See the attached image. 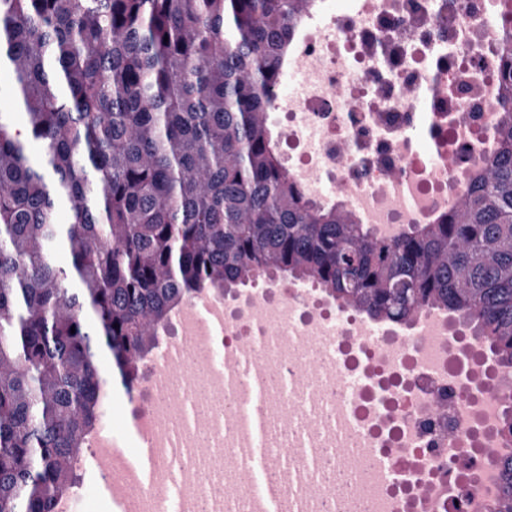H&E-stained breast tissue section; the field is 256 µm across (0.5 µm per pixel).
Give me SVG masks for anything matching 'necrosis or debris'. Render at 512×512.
Listing matches in <instances>:
<instances>
[{"mask_svg":"<svg viewBox=\"0 0 512 512\" xmlns=\"http://www.w3.org/2000/svg\"><path fill=\"white\" fill-rule=\"evenodd\" d=\"M502 0H321L302 24L292 54L313 70L302 95L277 87L275 122L293 148L289 174L312 200L364 203L359 221L379 236L426 224L447 212L467 175L492 148L504 102L493 64L512 16ZM403 176L408 202L379 186ZM290 308L280 330L265 312ZM362 315L335 306L320 290L266 283L224 301L225 351L260 349L282 376L278 395L305 411L323 402L328 419L353 425L371 455L398 476L379 485L380 512H485L496 495L505 442L496 401L512 385L483 341L462 321L444 318L433 347L410 323L362 338ZM331 328L325 363L302 351L293 331ZM331 369L354 392L324 389Z\"/></svg>","mask_w":512,"mask_h":512,"instance_id":"4bbe7bcc","label":"necrosis or debris"}]
</instances>
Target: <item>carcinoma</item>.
<instances>
[{"label":"carcinoma","mask_w":512,"mask_h":512,"mask_svg":"<svg viewBox=\"0 0 512 512\" xmlns=\"http://www.w3.org/2000/svg\"><path fill=\"white\" fill-rule=\"evenodd\" d=\"M316 0H0V512H54L193 295L286 275L377 322L445 309L512 377V112L456 205L393 240L290 180L271 119ZM512 97V32L499 47ZM67 215L65 221L58 214ZM512 512V454L499 461Z\"/></svg>","instance_id":"carcinoma-1"}]
</instances>
